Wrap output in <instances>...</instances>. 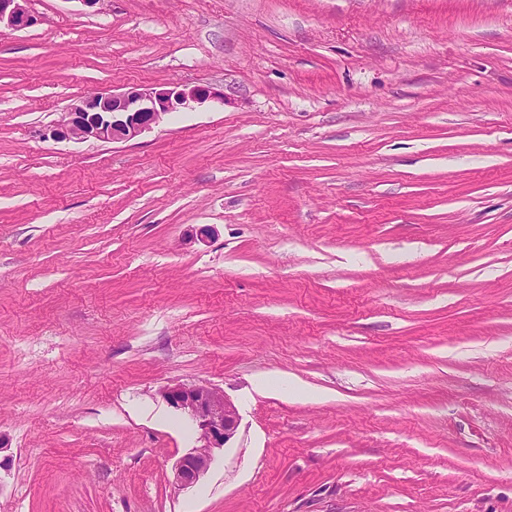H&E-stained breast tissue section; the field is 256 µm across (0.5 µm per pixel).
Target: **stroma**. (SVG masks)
<instances>
[{
  "mask_svg": "<svg viewBox=\"0 0 512 512\" xmlns=\"http://www.w3.org/2000/svg\"><path fill=\"white\" fill-rule=\"evenodd\" d=\"M31 8L0 28V512H512V0ZM164 83L225 100L45 135ZM172 382L240 416L185 489ZM212 99L224 102V94L206 86L178 84L96 92L66 106L50 136L57 140L129 142L171 112Z\"/></svg>",
  "mask_w": 512,
  "mask_h": 512,
  "instance_id": "1",
  "label": "stroma"
}]
</instances>
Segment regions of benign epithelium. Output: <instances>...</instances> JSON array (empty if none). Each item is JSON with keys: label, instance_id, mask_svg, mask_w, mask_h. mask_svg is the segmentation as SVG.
<instances>
[{"label": "benign epithelium", "instance_id": "7a95c632", "mask_svg": "<svg viewBox=\"0 0 512 512\" xmlns=\"http://www.w3.org/2000/svg\"><path fill=\"white\" fill-rule=\"evenodd\" d=\"M31 0H0V24L25 29L38 23ZM224 95L206 86L178 84L131 87L119 92H96L64 109L50 129L57 140L129 142L161 122L164 116ZM165 402L193 425L197 445L174 467V483L188 488L209 469L217 449L234 437L239 414L224 391L211 385L170 383L160 389Z\"/></svg>", "mask_w": 512, "mask_h": 512}]
</instances>
